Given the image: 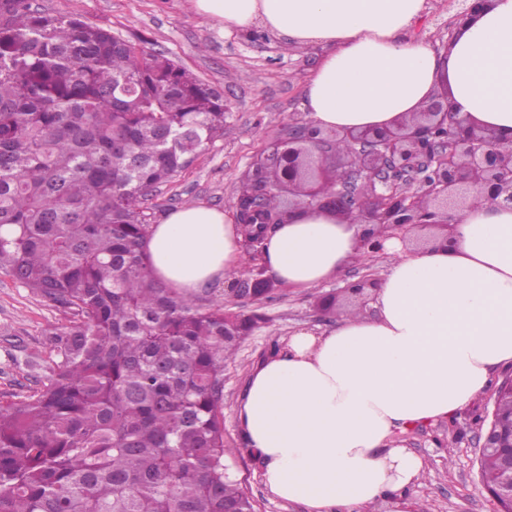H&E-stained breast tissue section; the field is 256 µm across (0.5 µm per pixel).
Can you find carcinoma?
Instances as JSON below:
<instances>
[{"label": "carcinoma", "instance_id": "1", "mask_svg": "<svg viewBox=\"0 0 512 512\" xmlns=\"http://www.w3.org/2000/svg\"><path fill=\"white\" fill-rule=\"evenodd\" d=\"M224 114L173 60L0 0V273L72 315L46 380L0 401V512H254L224 463V367L263 316L167 287L146 254L143 202ZM282 177L269 162L234 197L257 251Z\"/></svg>", "mask_w": 512, "mask_h": 512}]
</instances>
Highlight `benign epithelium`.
<instances>
[{
	"label": "benign epithelium",
	"instance_id": "1",
	"mask_svg": "<svg viewBox=\"0 0 512 512\" xmlns=\"http://www.w3.org/2000/svg\"><path fill=\"white\" fill-rule=\"evenodd\" d=\"M348 142L346 150L336 145ZM288 159L279 191L288 208H317L353 215L361 224L403 231L430 223L450 206L466 204L475 189L494 205L512 207V148L448 106L438 94L424 112L387 129L342 134L309 123L288 124L252 161ZM479 448L495 451L501 478L491 495L512 512V415L492 410L480 429Z\"/></svg>",
	"mask_w": 512,
	"mask_h": 512
}]
</instances>
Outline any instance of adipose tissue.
Returning <instances> with one entry per match:
<instances>
[{
  "label": "adipose tissue",
  "instance_id": "obj_1",
  "mask_svg": "<svg viewBox=\"0 0 512 512\" xmlns=\"http://www.w3.org/2000/svg\"><path fill=\"white\" fill-rule=\"evenodd\" d=\"M225 29L262 25L325 52L310 76L304 110L317 127L342 132L393 126L444 92L512 145V0H479L447 49L412 27L426 0H186ZM446 243L405 247L377 227L392 256L376 291L378 313L341 316L321 334L295 333L254 367L238 404L245 442L263 463L276 499L310 512H353L393 499L423 462L395 445L397 429L451 417L512 363V207L473 193L449 218ZM364 227L323 210L290 213L262 244L278 283L307 290L364 256ZM154 274L190 295L244 266L235 207L190 204L153 225Z\"/></svg>",
  "mask_w": 512,
  "mask_h": 512
}]
</instances>
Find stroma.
I'll use <instances>...</instances> for the list:
<instances>
[{
	"mask_svg": "<svg viewBox=\"0 0 512 512\" xmlns=\"http://www.w3.org/2000/svg\"><path fill=\"white\" fill-rule=\"evenodd\" d=\"M29 2L52 15H80L144 53L173 59L223 93L228 105L223 137L200 150L188 168L147 200L152 223H162L168 212L187 204L224 209L268 141L284 133L288 123L306 120L305 88L322 55L318 48L285 44L283 37L267 30L258 38L248 30H222L188 10L184 0ZM458 9L457 0H426L414 35L434 50H444ZM391 260L386 253L368 256L351 263L331 282L303 292L288 289L263 300V322L227 363L224 460L253 498L257 512L309 510L271 497L262 480V463L242 436L237 407L250 371L298 331L322 333L334 326L338 314L352 309L375 315L374 291L355 295L347 287L368 276L382 278ZM326 294L336 298L335 314H326L319 304ZM68 323L63 310L0 275V395L25 391L48 375L51 334ZM489 399V393H482L451 418L397 431L395 442L423 461V477L407 488L405 496L424 512H496L479 478L475 445Z\"/></svg>",
	"mask_w": 512,
	"mask_h": 512,
	"instance_id": "stroma-1",
	"label": "stroma"
}]
</instances>
